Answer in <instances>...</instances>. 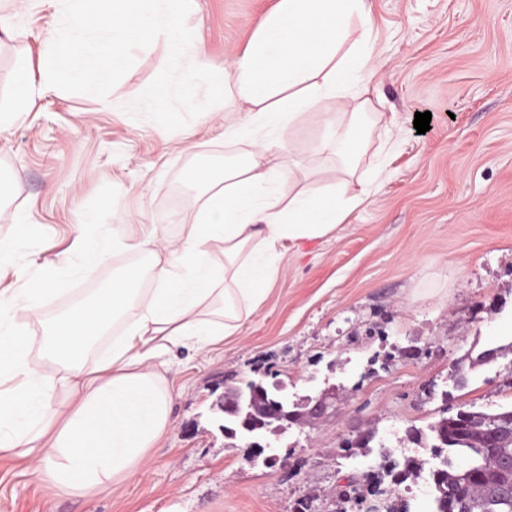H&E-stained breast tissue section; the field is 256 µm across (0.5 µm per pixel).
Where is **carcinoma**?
Segmentation results:
<instances>
[{"label": "carcinoma", "mask_w": 512, "mask_h": 512, "mask_svg": "<svg viewBox=\"0 0 512 512\" xmlns=\"http://www.w3.org/2000/svg\"><path fill=\"white\" fill-rule=\"evenodd\" d=\"M512 420V409L496 413L460 410L443 418L430 431L437 438L433 451L443 456L442 466L432 471L437 492L436 512H512V494L504 486L512 480L501 463L512 459V443L497 437V429ZM462 456L468 465L452 468ZM420 470V463L407 458L390 462L388 474L398 483Z\"/></svg>", "instance_id": "1"}]
</instances>
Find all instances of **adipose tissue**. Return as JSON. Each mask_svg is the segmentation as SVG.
I'll use <instances>...</instances> for the list:
<instances>
[{
	"label": "adipose tissue",
	"mask_w": 512,
	"mask_h": 512,
	"mask_svg": "<svg viewBox=\"0 0 512 512\" xmlns=\"http://www.w3.org/2000/svg\"><path fill=\"white\" fill-rule=\"evenodd\" d=\"M365 0H280L250 48L237 54L224 98V139L241 146L223 176L195 174L201 202L175 237L120 242L140 263L113 275L95 298L42 321L40 289L0 292V458H21L38 482L84 497L132 477L171 428L163 356L210 352L266 298L286 243L334 234L370 195L358 171L376 126L392 130L369 98H356L370 57ZM330 136L317 153L336 167L283 175L279 132L317 106ZM41 321L42 333L28 327ZM124 333L90 360L111 326Z\"/></svg>",
	"instance_id": "obj_1"
}]
</instances>
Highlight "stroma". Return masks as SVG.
I'll list each match as a JSON object with an SVG mask.
<instances>
[{
  "instance_id": "stroma-1",
  "label": "stroma",
  "mask_w": 512,
  "mask_h": 512,
  "mask_svg": "<svg viewBox=\"0 0 512 512\" xmlns=\"http://www.w3.org/2000/svg\"><path fill=\"white\" fill-rule=\"evenodd\" d=\"M280 0H192L193 43L216 63L250 43ZM375 28L366 79L377 111L399 127L378 190L339 238L287 251L267 297L239 333L207 356L168 354L172 426L146 466L93 497L53 493L24 460H0V512H341L337 490L378 477L382 505L434 512L430 477L440 460L430 427L460 410L512 406V354L470 367L481 351L512 342V0H366ZM17 38L0 47V89L17 63L41 80L43 34L59 28V0H0ZM161 40L106 98L52 89L0 132V240L20 248L0 261V289L41 287L45 316L112 282L138 255L117 250L94 264L71 254L95 216L97 237L142 239L190 223L200 188L190 172H223L236 146L223 122L201 114L174 132L126 107L164 68ZM431 112L417 133L416 113ZM324 134L311 113L286 152ZM414 355H407V348ZM275 374L300 396L336 388L329 414L273 442L287 465L250 460L245 440L225 438L212 405L225 387ZM422 432L410 440L409 430ZM367 447L354 446L358 432ZM424 466L411 490L393 485L384 455Z\"/></svg>"
}]
</instances>
